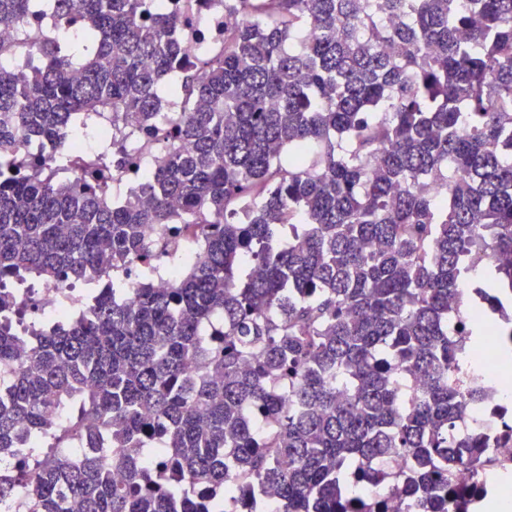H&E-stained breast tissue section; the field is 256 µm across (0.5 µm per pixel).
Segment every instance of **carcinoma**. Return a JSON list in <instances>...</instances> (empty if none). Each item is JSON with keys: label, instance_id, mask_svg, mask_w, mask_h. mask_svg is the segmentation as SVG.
Instances as JSON below:
<instances>
[{"label": "carcinoma", "instance_id": "1", "mask_svg": "<svg viewBox=\"0 0 512 512\" xmlns=\"http://www.w3.org/2000/svg\"><path fill=\"white\" fill-rule=\"evenodd\" d=\"M224 11L223 52L191 59L172 0H0L20 50L0 52V287L139 264L130 301L98 281L26 350L0 294V448L25 452L0 504L19 485L30 512H267L269 489L276 512H384L359 488L397 451L389 497L427 512L481 456L448 303L475 249L487 293L512 284V0ZM90 112L168 140L124 202L115 141L19 153ZM148 224L197 229L168 288Z\"/></svg>", "mask_w": 512, "mask_h": 512}]
</instances>
